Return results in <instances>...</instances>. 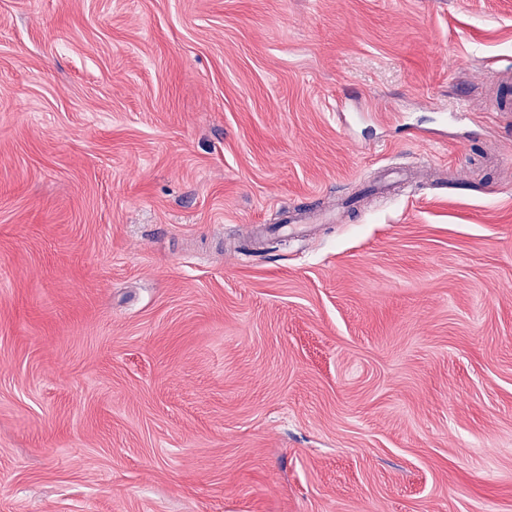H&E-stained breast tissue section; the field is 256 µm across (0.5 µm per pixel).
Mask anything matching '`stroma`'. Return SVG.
<instances>
[{
    "instance_id": "obj_1",
    "label": "stroma",
    "mask_w": 512,
    "mask_h": 512,
    "mask_svg": "<svg viewBox=\"0 0 512 512\" xmlns=\"http://www.w3.org/2000/svg\"><path fill=\"white\" fill-rule=\"evenodd\" d=\"M512 0H0V512H512Z\"/></svg>"
}]
</instances>
